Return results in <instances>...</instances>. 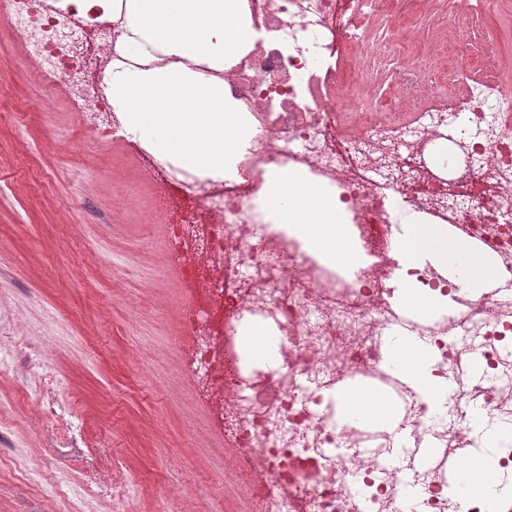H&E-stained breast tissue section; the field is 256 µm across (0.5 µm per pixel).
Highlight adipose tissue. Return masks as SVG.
<instances>
[{"label":"adipose tissue","mask_w":512,"mask_h":512,"mask_svg":"<svg viewBox=\"0 0 512 512\" xmlns=\"http://www.w3.org/2000/svg\"><path fill=\"white\" fill-rule=\"evenodd\" d=\"M248 0H127L126 22L129 34L122 46L139 50L148 43L165 47L177 58L220 61L235 56L247 40L245 20ZM266 202L281 222L293 225L308 244L331 263L350 264L354 252L346 242L335 198L326 189L296 173L274 170L266 176ZM408 241L395 254L401 269L423 265L424 261H457L468 288L481 287L475 268L492 275L500 264L498 256L482 260L467 253L464 245L448 240L441 224H417L408 232ZM411 369L416 391L426 397L433 413H441L448 396L447 386L432 374V360H419L403 354Z\"/></svg>","instance_id":"ef3b65f1"}]
</instances>
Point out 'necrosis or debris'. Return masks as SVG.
Wrapping results in <instances>:
<instances>
[{
  "label": "necrosis or debris",
  "mask_w": 512,
  "mask_h": 512,
  "mask_svg": "<svg viewBox=\"0 0 512 512\" xmlns=\"http://www.w3.org/2000/svg\"><path fill=\"white\" fill-rule=\"evenodd\" d=\"M411 6L249 0L251 39L219 77L251 138L218 178L178 162L158 167L181 193L169 224L172 249L190 243L223 261L218 270L192 261L182 267L195 287L186 320L203 334L190 366L224 391L229 451L222 469L237 477L240 490H253L259 512H485L483 500L449 496L441 467L416 465L412 457L426 439L441 449L461 447L475 406L486 409L489 427L512 428V312L488 297L477 303L478 319L457 321L458 335L444 323L421 329L436 350L434 376L455 389L438 416L422 395L402 391V426L411 440L404 475L383 463L397 450L392 435L336 419L337 379L379 371L394 317L383 281L395 211L464 225L490 245L502 276L512 279V97L500 81L480 82L451 106L431 99L403 119L382 104L360 106L351 133L337 119L331 96L338 58L366 40L376 17ZM0 19L73 86L94 65L150 70L170 61L160 47L122 51L118 21L94 10L79 15L72 0L35 11L27 0H0ZM88 27L94 40L83 36ZM400 57V40L385 36L363 55L361 71L390 67L405 90L433 68L428 57ZM272 168L327 184L361 251L357 266L324 264L280 226L264 198L263 175ZM244 321L270 326L279 368L258 369L237 347ZM475 348L483 352L479 380L468 368ZM349 470L359 474L358 487L348 485Z\"/></svg>",
  "instance_id": "necrosis-or-debris-1"
}]
</instances>
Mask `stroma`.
Listing matches in <instances>:
<instances>
[{"label":"stroma","instance_id":"obj_1","mask_svg":"<svg viewBox=\"0 0 512 512\" xmlns=\"http://www.w3.org/2000/svg\"><path fill=\"white\" fill-rule=\"evenodd\" d=\"M455 9L375 20L407 50L432 51ZM493 36V74L512 84V0H487L473 33ZM340 63L337 112L352 96H394L389 74L356 83ZM70 87L0 22V512H237L225 503L224 422L187 369L191 292L171 259L164 190L139 141L98 134Z\"/></svg>","mask_w":512,"mask_h":512}]
</instances>
